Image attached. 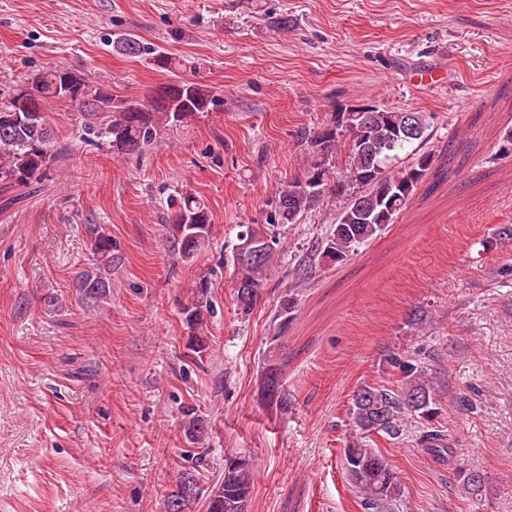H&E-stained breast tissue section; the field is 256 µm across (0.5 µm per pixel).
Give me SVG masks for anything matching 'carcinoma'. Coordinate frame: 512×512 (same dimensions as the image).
<instances>
[{"label":"carcinoma","instance_id":"1","mask_svg":"<svg viewBox=\"0 0 512 512\" xmlns=\"http://www.w3.org/2000/svg\"><path fill=\"white\" fill-rule=\"evenodd\" d=\"M112 48L125 56L148 54L150 64L160 71L173 74L181 67L179 58L146 46L132 34L116 37ZM51 101L69 103L84 117L85 135L107 139L112 150L122 155L141 152L157 140L162 129L186 126L218 105L211 88L192 79L180 77L164 84L140 103L119 100L91 85L78 72L49 69L35 75L31 86L21 85L6 96L0 94V180L28 185L45 176L55 154L53 128L45 112ZM364 117L368 130L364 140L354 135L355 121L342 122L335 111L319 126L304 132L302 139L308 144V152L301 174L278 188L268 223L247 224L238 235L241 240L253 237L261 241V253L256 258L232 253L236 307L241 315L253 312L275 261L278 242L269 235V227L300 224L325 201L339 200L336 223L326 227L310 254L293 268L292 276L304 280L315 262H341L359 246L376 240L411 200L434 155L424 152L400 166L398 154L414 142L427 139L425 115L374 105ZM341 164L346 175L337 179L333 174ZM167 211L171 246L182 261L190 262L212 238L207 207L193 194L181 193L170 199ZM92 234L97 264L92 271L80 272L77 281L81 299L94 305L110 292L111 282L103 270L112 267V238L97 227ZM207 288V282H202L190 303L182 307L184 322L192 331L189 348L195 354L208 349L209 336L203 333ZM296 307L297 288L291 286L279 300L278 329L288 327ZM264 380L266 401L276 406L287 404L281 367L274 362L266 365ZM440 410L438 385L424 368L404 370L395 383L366 384L354 391L347 410L352 440L343 450L342 464L366 512H396L405 493L378 440H407L440 459L457 457L458 449L451 437L432 427ZM185 417L186 436L193 442L201 441L207 433L204 420L191 408L185 411ZM455 480L461 497L477 502L485 495L486 479L480 472L458 466ZM252 486L250 463L241 457H226L224 474L208 496L207 512H247ZM195 495L194 476H180L177 489L166 501L165 512H189Z\"/></svg>","mask_w":512,"mask_h":512}]
</instances>
